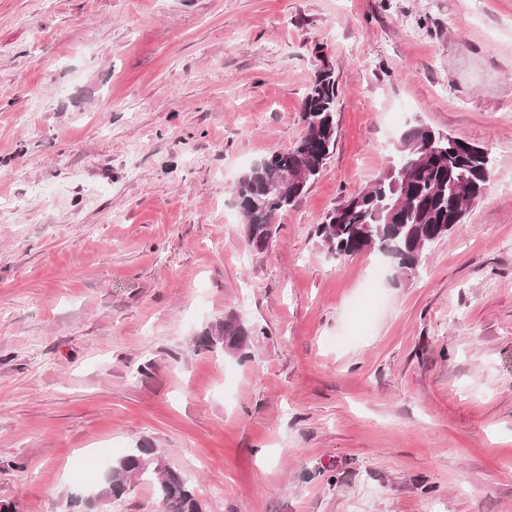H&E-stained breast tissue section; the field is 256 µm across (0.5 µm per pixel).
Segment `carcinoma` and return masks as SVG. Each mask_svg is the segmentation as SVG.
Segmentation results:
<instances>
[{
  "instance_id": "1",
  "label": "carcinoma",
  "mask_w": 512,
  "mask_h": 512,
  "mask_svg": "<svg viewBox=\"0 0 512 512\" xmlns=\"http://www.w3.org/2000/svg\"><path fill=\"white\" fill-rule=\"evenodd\" d=\"M334 71H316L302 102L304 135L289 149L252 163L239 179L236 206L244 218L248 247L263 252L277 227L272 216L306 193L334 151ZM418 124L405 130L396 162L405 177L384 174L367 188L351 192L326 213L314 235L335 259L377 251L394 260L396 278L415 277L428 248L465 223L486 193L494 159L483 147ZM262 329L235 315L213 323L198 345L242 360L251 338ZM133 478L157 487L161 512H201L191 480L170 469L153 448L138 447L112 462L100 495L119 499Z\"/></svg>"
}]
</instances>
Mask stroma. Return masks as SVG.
<instances>
[{
  "mask_svg": "<svg viewBox=\"0 0 512 512\" xmlns=\"http://www.w3.org/2000/svg\"><path fill=\"white\" fill-rule=\"evenodd\" d=\"M335 71L319 177L245 242L244 170L304 133ZM512 0H0V501H95L149 443L202 512H512ZM425 124L486 147L464 224L394 277L313 234ZM263 328L242 360L216 319ZM262 330L235 315L224 316L206 330L200 337L198 346L209 351L219 350L224 355L238 356L239 359L244 360L251 357L248 352L251 338L258 332L264 333Z\"/></svg>",
  "mask_w": 512,
  "mask_h": 512,
  "instance_id": "1",
  "label": "stroma"
}]
</instances>
